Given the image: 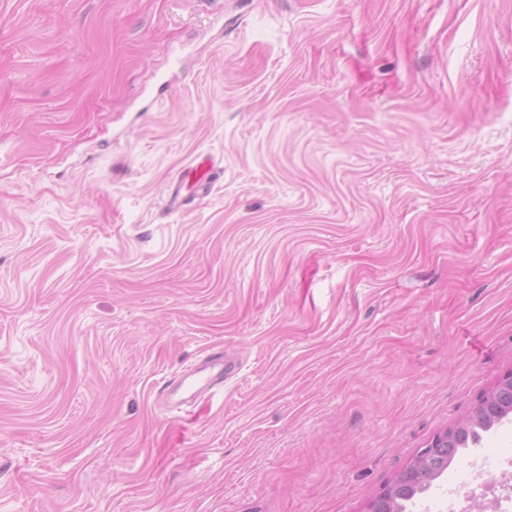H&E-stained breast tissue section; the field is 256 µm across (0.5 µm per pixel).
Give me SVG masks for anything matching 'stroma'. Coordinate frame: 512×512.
<instances>
[{"instance_id": "35a3bbf8", "label": "stroma", "mask_w": 512, "mask_h": 512, "mask_svg": "<svg viewBox=\"0 0 512 512\" xmlns=\"http://www.w3.org/2000/svg\"><path fill=\"white\" fill-rule=\"evenodd\" d=\"M509 372L512 0H0V512H367Z\"/></svg>"}]
</instances>
